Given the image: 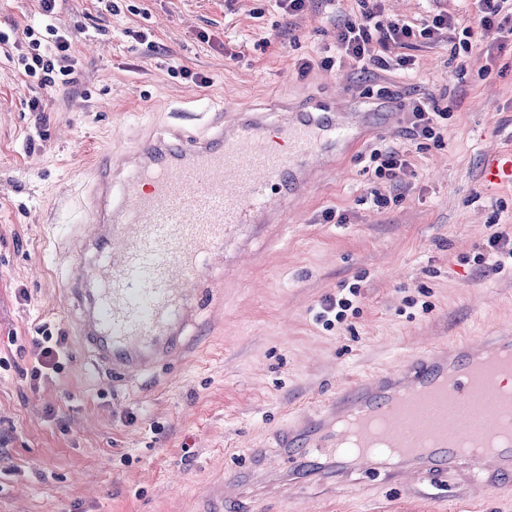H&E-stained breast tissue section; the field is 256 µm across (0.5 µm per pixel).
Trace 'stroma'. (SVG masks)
Segmentation results:
<instances>
[{"label":"stroma","instance_id":"1","mask_svg":"<svg viewBox=\"0 0 512 512\" xmlns=\"http://www.w3.org/2000/svg\"><path fill=\"white\" fill-rule=\"evenodd\" d=\"M389 19L441 10L476 23L473 0H384ZM356 0H309L289 16L274 0H58L53 22L72 42L76 84L47 96L17 59L26 27L40 26V0H0V512H202L224 473L248 449L286 427L292 413L344 382L408 358L451 336L512 326V269L477 246L491 225H512V186H486L485 159L512 149V49L496 29L458 62L451 42L414 40L407 70H326L337 25ZM155 43L147 49L135 32ZM314 67L299 73L296 63ZM210 77L205 87L174 73ZM385 91L394 124L337 157L275 236L244 230L249 250L224 247L219 311L204 309L185 330L181 356L126 383L95 371L74 327L64 284L76 256L86 199L85 166L106 146L126 150L135 122L164 128L209 103L291 106L362 102ZM431 98L450 109L442 145L418 147L401 104ZM44 111L28 109L31 99ZM408 150L411 171L385 210L363 203L371 182L367 147ZM345 215V223L325 212ZM358 286L357 310L327 327L325 298ZM64 337L61 373L30 380L33 340ZM224 512H512V484L483 488L449 475L432 496L413 480L369 476L315 481Z\"/></svg>","mask_w":512,"mask_h":512}]
</instances>
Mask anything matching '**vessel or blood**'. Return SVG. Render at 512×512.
<instances>
[{"label": "vessel or blood", "mask_w": 512, "mask_h": 512, "mask_svg": "<svg viewBox=\"0 0 512 512\" xmlns=\"http://www.w3.org/2000/svg\"><path fill=\"white\" fill-rule=\"evenodd\" d=\"M208 131L184 125L148 134L124 152L96 156L87 187L83 260L66 282L79 312L77 331L93 365L126 382L183 349L210 284L209 260L245 224H284L288 203L302 197L332 149L358 137L368 115L322 101L267 124L264 113L226 105L208 109ZM488 185L512 184V151L490 155ZM512 331L437 343L401 365L357 379L328 399L312 423L277 436L275 449H250L247 470H232L225 488L264 491L300 479L344 480L359 472L390 483L414 476L419 491L446 473L464 472L485 486L512 477V446L484 454L483 445L512 429V399L493 395L508 375ZM431 408L476 404L474 417L434 422L409 440L408 401ZM384 416L397 455L388 461L342 448L339 418ZM278 468H271V458Z\"/></svg>", "instance_id": "obj_1"}]
</instances>
